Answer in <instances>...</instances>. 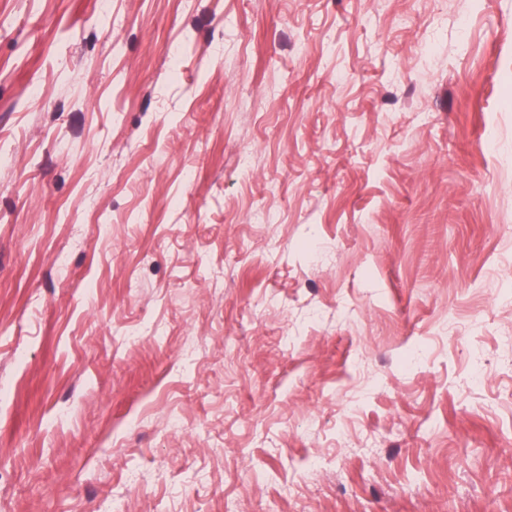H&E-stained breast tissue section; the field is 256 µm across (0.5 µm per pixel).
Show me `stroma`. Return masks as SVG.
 Wrapping results in <instances>:
<instances>
[{"label":"stroma","instance_id":"1","mask_svg":"<svg viewBox=\"0 0 512 512\" xmlns=\"http://www.w3.org/2000/svg\"><path fill=\"white\" fill-rule=\"evenodd\" d=\"M0 151V512H512V0H0Z\"/></svg>","mask_w":512,"mask_h":512}]
</instances>
